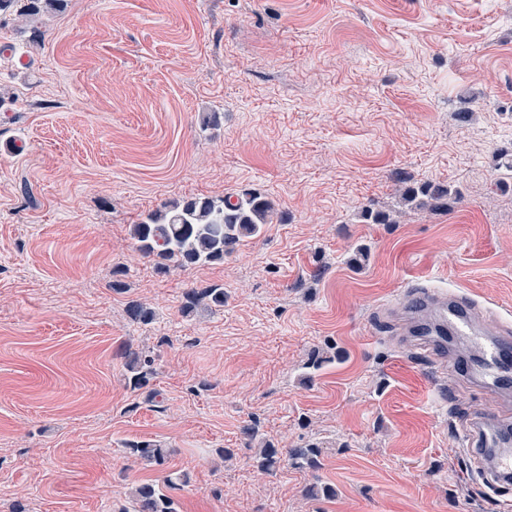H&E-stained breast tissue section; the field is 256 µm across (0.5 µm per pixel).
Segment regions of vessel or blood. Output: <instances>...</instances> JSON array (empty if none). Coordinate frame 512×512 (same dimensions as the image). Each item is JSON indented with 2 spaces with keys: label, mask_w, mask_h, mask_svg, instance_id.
<instances>
[{
  "label": "vessel or blood",
  "mask_w": 512,
  "mask_h": 512,
  "mask_svg": "<svg viewBox=\"0 0 512 512\" xmlns=\"http://www.w3.org/2000/svg\"><path fill=\"white\" fill-rule=\"evenodd\" d=\"M408 309L423 335L440 336L450 331L472 337L484 352L491 378H498L500 365L512 360V334L488 325L459 299L439 292H421L413 295Z\"/></svg>",
  "instance_id": "vessel-or-blood-1"
}]
</instances>
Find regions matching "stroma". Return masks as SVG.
<instances>
[{
  "label": "stroma",
  "mask_w": 512,
  "mask_h": 512,
  "mask_svg": "<svg viewBox=\"0 0 512 512\" xmlns=\"http://www.w3.org/2000/svg\"><path fill=\"white\" fill-rule=\"evenodd\" d=\"M40 30L0 24V512H131L133 441L172 449L179 512H507L467 439L512 389L403 306L512 329V0H68ZM244 189L275 214L223 264L135 251L161 202ZM247 425L319 469L257 472ZM224 287L211 284L205 288H188L184 293L182 310L186 315L201 310L213 311L224 307ZM127 358V380L134 390H141L150 384L155 374L154 359L151 356L143 355L142 352L131 349L125 352Z\"/></svg>",
  "instance_id": "35a3bbf8"
}]
</instances>
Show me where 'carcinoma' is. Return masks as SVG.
<instances>
[{"label": "carcinoma", "mask_w": 512, "mask_h": 512, "mask_svg": "<svg viewBox=\"0 0 512 512\" xmlns=\"http://www.w3.org/2000/svg\"><path fill=\"white\" fill-rule=\"evenodd\" d=\"M67 0H0V17L13 16L33 25L43 17L65 10ZM274 214L273 204L263 195L245 191L236 198L185 197L165 201L132 225L134 248L153 264L156 274L165 276L174 269L222 264L247 238L260 233ZM224 286L189 288L184 293L182 310L189 315L198 310L224 307ZM126 313L133 322L149 325L155 312L137 301L128 303ZM127 380L131 388L141 390L155 374L154 359L131 349L126 351ZM130 456L145 460L159 470L166 468L171 450L148 441L128 445ZM319 451L314 448H288L284 451L270 443L259 449L256 467L272 472L289 462L298 468H318ZM134 512H177L173 502L158 485L143 483L132 488Z\"/></svg>", "instance_id": "carcinoma-1"}]
</instances>
